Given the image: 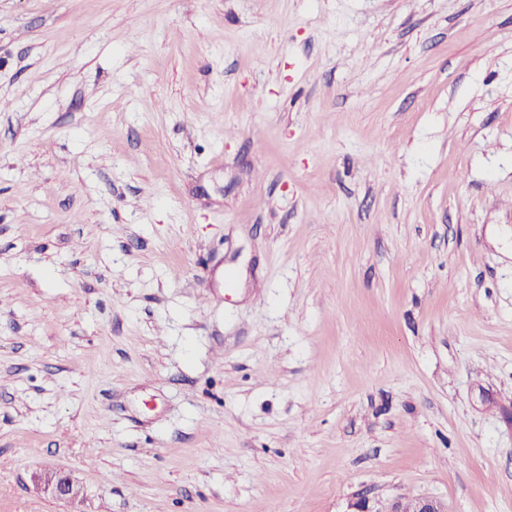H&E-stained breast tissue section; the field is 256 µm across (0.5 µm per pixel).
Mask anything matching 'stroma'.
I'll return each instance as SVG.
<instances>
[{
  "label": "stroma",
  "instance_id": "1",
  "mask_svg": "<svg viewBox=\"0 0 512 512\" xmlns=\"http://www.w3.org/2000/svg\"><path fill=\"white\" fill-rule=\"evenodd\" d=\"M363 494L512 512V0H0V512ZM36 474V475H34ZM32 481L38 488L65 501H74L80 495V486L69 471L52 469L38 476L34 473Z\"/></svg>",
  "mask_w": 512,
  "mask_h": 512
}]
</instances>
